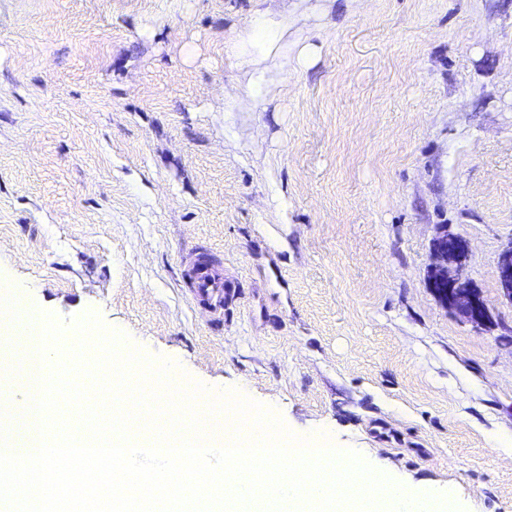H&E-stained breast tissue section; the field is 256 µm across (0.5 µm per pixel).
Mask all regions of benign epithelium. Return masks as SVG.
<instances>
[{
  "instance_id": "7a95c632",
  "label": "benign epithelium",
  "mask_w": 512,
  "mask_h": 512,
  "mask_svg": "<svg viewBox=\"0 0 512 512\" xmlns=\"http://www.w3.org/2000/svg\"><path fill=\"white\" fill-rule=\"evenodd\" d=\"M469 259L467 239L442 230L432 243L428 283L448 311L480 331L489 327L492 318L480 291L462 275ZM495 272L500 297L512 304V241L499 252Z\"/></svg>"
}]
</instances>
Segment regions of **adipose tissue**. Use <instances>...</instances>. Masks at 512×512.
<instances>
[{"label":"adipose tissue","mask_w":512,"mask_h":512,"mask_svg":"<svg viewBox=\"0 0 512 512\" xmlns=\"http://www.w3.org/2000/svg\"><path fill=\"white\" fill-rule=\"evenodd\" d=\"M297 0H256L255 22L241 30L226 44L232 57L240 59L248 75L253 101H260L265 87V75L270 67L287 68L288 59L283 55H272L265 51L259 54L248 53L246 47L262 32L282 35L288 31V21L298 9Z\"/></svg>","instance_id":"obj_1"}]
</instances>
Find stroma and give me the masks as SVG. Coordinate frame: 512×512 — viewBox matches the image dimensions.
<instances>
[{
  "instance_id": "1",
  "label": "stroma",
  "mask_w": 512,
  "mask_h": 512,
  "mask_svg": "<svg viewBox=\"0 0 512 512\" xmlns=\"http://www.w3.org/2000/svg\"><path fill=\"white\" fill-rule=\"evenodd\" d=\"M253 0H0V281L184 380L512 512V0H305L252 104ZM493 321L434 297L441 229ZM222 264L220 313L184 263ZM495 272L500 297L512 304V242L499 252Z\"/></svg>"
}]
</instances>
